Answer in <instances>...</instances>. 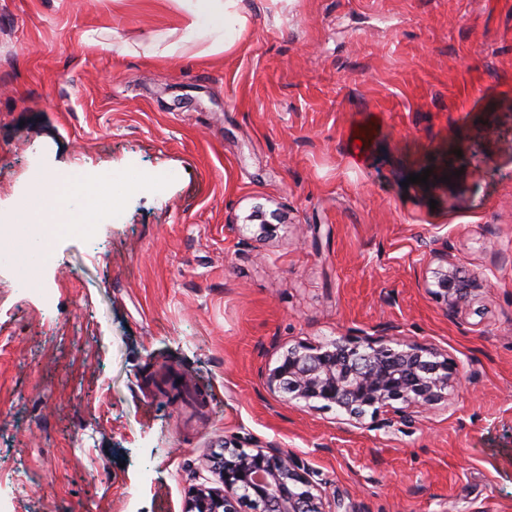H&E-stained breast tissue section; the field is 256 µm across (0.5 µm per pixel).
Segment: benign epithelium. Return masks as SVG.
Masks as SVG:
<instances>
[{
  "label": "benign epithelium",
  "mask_w": 512,
  "mask_h": 512,
  "mask_svg": "<svg viewBox=\"0 0 512 512\" xmlns=\"http://www.w3.org/2000/svg\"><path fill=\"white\" fill-rule=\"evenodd\" d=\"M432 286L433 294L446 299L474 284L461 282L445 255L433 271ZM450 375L448 359H440L434 349L379 336L364 345L342 339L290 349L264 384L293 399L333 404L357 425L369 408H392L400 420L411 421L413 409L424 410L447 397ZM213 467L224 489L194 487L185 512H237V500L251 496L263 505L261 512H330L326 497L313 494L294 461L275 448L249 453L226 446L213 456Z\"/></svg>",
  "instance_id": "benign-epithelium-1"
}]
</instances>
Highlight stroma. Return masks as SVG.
Listing matches in <instances>:
<instances>
[{
    "label": "stroma",
    "mask_w": 512,
    "mask_h": 512,
    "mask_svg": "<svg viewBox=\"0 0 512 512\" xmlns=\"http://www.w3.org/2000/svg\"><path fill=\"white\" fill-rule=\"evenodd\" d=\"M189 4L0 0V214L58 173L148 181L40 290L0 267V512H184L226 444L336 512H512V0H240L215 54ZM443 251L464 301L426 286ZM385 335L453 369L413 422L264 384Z\"/></svg>",
    "instance_id": "1"
}]
</instances>
